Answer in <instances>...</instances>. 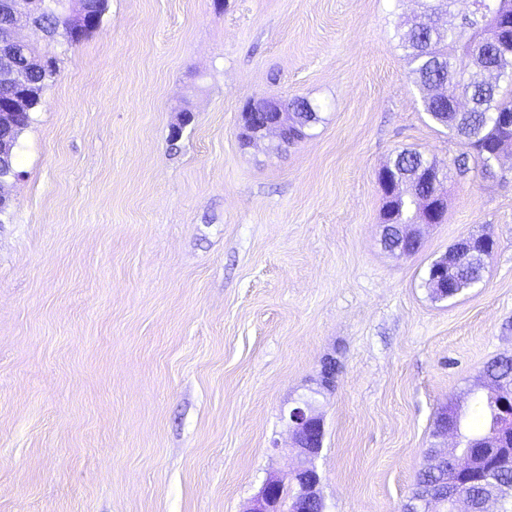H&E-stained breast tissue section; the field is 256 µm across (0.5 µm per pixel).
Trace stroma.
Here are the masks:
<instances>
[{"label":"stroma","instance_id":"stroma-1","mask_svg":"<svg viewBox=\"0 0 512 512\" xmlns=\"http://www.w3.org/2000/svg\"><path fill=\"white\" fill-rule=\"evenodd\" d=\"M419 12L108 0L89 38L52 45L1 188L0 512H242L289 480L281 416L306 398L326 512H401L438 409L512 355V151L453 173L463 147L396 37ZM260 96L307 98L320 121L277 154L244 144ZM402 148L448 171L445 217L407 258L380 243L376 181ZM486 232L480 286L433 299L430 263ZM56 73H57V67H56V61L54 59V67L51 71H47L44 69V70L31 72L30 74H28V80L31 84L30 94H31L32 101H33V104H32V107L30 108V110H32L35 107V105L38 103V98L41 99V95H42L44 88L46 87L47 83L52 78H54ZM30 110L28 112H26V114L23 115L22 124L18 130L17 139H18L19 135L22 133V131L25 128L27 129L33 121L32 113L35 112L36 109H34L32 112H30Z\"/></svg>","mask_w":512,"mask_h":512}]
</instances>
